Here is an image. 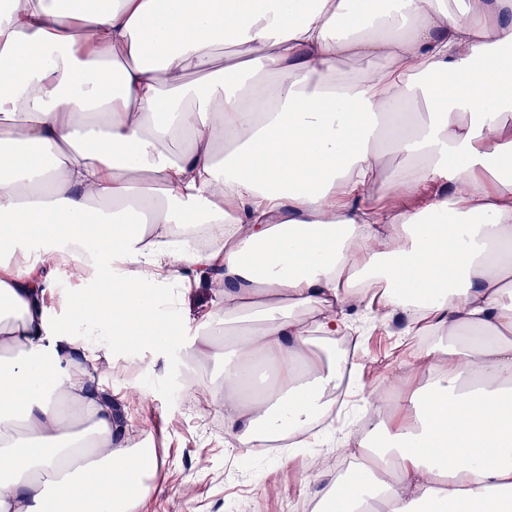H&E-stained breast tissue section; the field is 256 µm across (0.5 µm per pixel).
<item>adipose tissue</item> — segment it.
<instances>
[{
    "label": "adipose tissue",
    "mask_w": 512,
    "mask_h": 512,
    "mask_svg": "<svg viewBox=\"0 0 512 512\" xmlns=\"http://www.w3.org/2000/svg\"><path fill=\"white\" fill-rule=\"evenodd\" d=\"M22 2L0 10V252L42 256L0 261V512L149 497L158 455L78 356L166 351L203 276L189 350H232L215 394L236 445L330 415L337 338L399 311L431 335L418 386L370 391L327 504L512 512V0ZM224 44L239 62L214 65ZM341 56L381 66L351 85ZM389 154L407 165L377 203ZM88 241L94 274L51 326L42 272Z\"/></svg>",
    "instance_id": "1"
}]
</instances>
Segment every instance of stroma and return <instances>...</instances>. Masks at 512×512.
<instances>
[{
	"instance_id": "35a3bbf8",
	"label": "stroma",
	"mask_w": 512,
	"mask_h": 512,
	"mask_svg": "<svg viewBox=\"0 0 512 512\" xmlns=\"http://www.w3.org/2000/svg\"><path fill=\"white\" fill-rule=\"evenodd\" d=\"M212 309L210 288L192 289L181 306L184 327L177 343L161 354L149 349L137 352L134 361L155 382L149 389L128 375L129 362L123 357L92 347L85 351L99 366L97 382L122 409L133 438L152 437L162 460L154 490L137 512H285L287 502L320 499L327 491L329 474L324 460L337 450L325 435H318L312 449L288 446L270 453L226 447L224 415L212 401V390L224 375L223 357L206 365L205 382L194 390L195 407L183 401L189 369L186 348ZM402 328L396 315L374 329L372 336H361L350 362L360 397L371 390L363 372L376 362L381 363L384 377L401 376L402 395L416 389L413 354L393 359L375 344L380 336L402 342Z\"/></svg>"
}]
</instances>
